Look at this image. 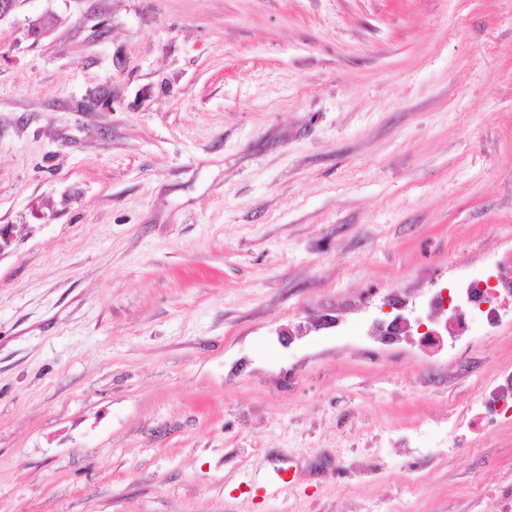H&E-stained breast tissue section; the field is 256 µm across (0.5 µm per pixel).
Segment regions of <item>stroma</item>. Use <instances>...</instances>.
Returning a JSON list of instances; mask_svg holds the SVG:
<instances>
[{
  "mask_svg": "<svg viewBox=\"0 0 512 512\" xmlns=\"http://www.w3.org/2000/svg\"><path fill=\"white\" fill-rule=\"evenodd\" d=\"M0 226V512L507 507L512 323L358 325L512 241V0H10ZM467 428L477 430L482 423L512 419V370L499 373L492 386L478 390L468 405Z\"/></svg>",
  "mask_w": 512,
  "mask_h": 512,
  "instance_id": "35a3bbf8",
  "label": "stroma"
}]
</instances>
